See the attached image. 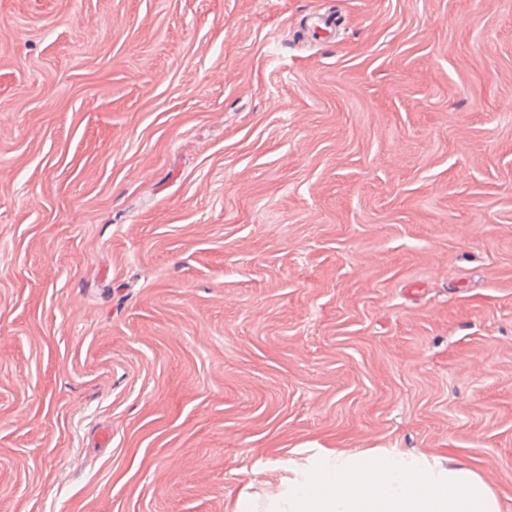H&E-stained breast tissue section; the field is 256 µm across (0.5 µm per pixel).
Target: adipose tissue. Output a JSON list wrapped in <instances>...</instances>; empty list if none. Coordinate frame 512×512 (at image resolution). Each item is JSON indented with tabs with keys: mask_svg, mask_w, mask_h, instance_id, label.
Listing matches in <instances>:
<instances>
[{
	"mask_svg": "<svg viewBox=\"0 0 512 512\" xmlns=\"http://www.w3.org/2000/svg\"><path fill=\"white\" fill-rule=\"evenodd\" d=\"M235 512H506V507L464 464L384 448L317 453L287 484L241 493Z\"/></svg>",
	"mask_w": 512,
	"mask_h": 512,
	"instance_id": "adipose-tissue-1",
	"label": "adipose tissue"
}]
</instances>
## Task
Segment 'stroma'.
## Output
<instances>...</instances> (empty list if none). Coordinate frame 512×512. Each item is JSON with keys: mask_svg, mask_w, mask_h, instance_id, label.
<instances>
[{"mask_svg": "<svg viewBox=\"0 0 512 512\" xmlns=\"http://www.w3.org/2000/svg\"><path fill=\"white\" fill-rule=\"evenodd\" d=\"M320 448L512 503V0H0V512Z\"/></svg>", "mask_w": 512, "mask_h": 512, "instance_id": "obj_1", "label": "stroma"}]
</instances>
